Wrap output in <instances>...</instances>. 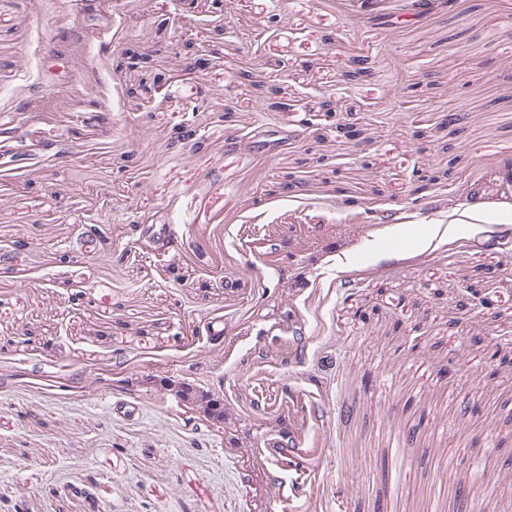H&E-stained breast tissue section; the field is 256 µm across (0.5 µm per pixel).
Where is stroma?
I'll return each mask as SVG.
<instances>
[{"label": "stroma", "mask_w": 512, "mask_h": 512, "mask_svg": "<svg viewBox=\"0 0 512 512\" xmlns=\"http://www.w3.org/2000/svg\"><path fill=\"white\" fill-rule=\"evenodd\" d=\"M223 2L0 0V512H512V0ZM480 211L481 207L479 205L466 204L462 212L458 213V216H455L457 211L448 215V226L442 228V225H434L432 227V233L434 236L440 235V237H446L449 234H454L457 232V227L452 224H467L465 219L472 218V216L477 215Z\"/></svg>", "instance_id": "35a3bbf8"}]
</instances>
